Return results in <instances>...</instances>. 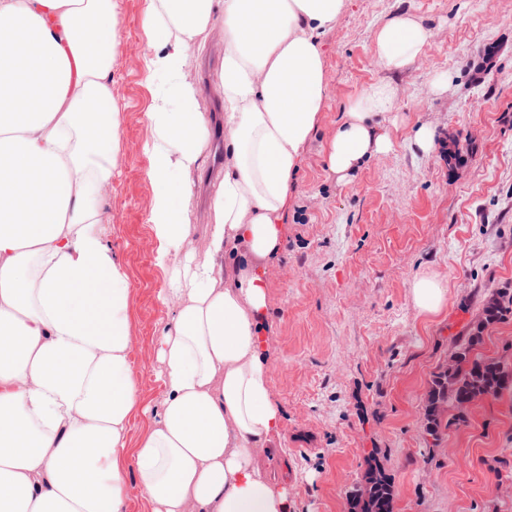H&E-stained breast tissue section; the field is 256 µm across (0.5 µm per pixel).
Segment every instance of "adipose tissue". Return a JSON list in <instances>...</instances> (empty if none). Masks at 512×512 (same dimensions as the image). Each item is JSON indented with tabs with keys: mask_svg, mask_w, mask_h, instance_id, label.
Wrapping results in <instances>:
<instances>
[{
	"mask_svg": "<svg viewBox=\"0 0 512 512\" xmlns=\"http://www.w3.org/2000/svg\"><path fill=\"white\" fill-rule=\"evenodd\" d=\"M344 0H149L167 41L147 68L166 89L146 114L154 193L148 222L176 305L157 340L159 406L133 383L130 283L100 230L101 188L119 147L114 0H0V512H128V469L151 512H288L257 463L282 415L263 329L265 263L301 150L326 99L321 36ZM224 15V179L209 202L204 259L186 251L191 174L210 137L183 79L187 40ZM429 29L393 17L376 36L401 72ZM395 87L364 90L327 147L345 179L391 150ZM249 266L224 282V258ZM148 421L129 443L132 421Z\"/></svg>",
	"mask_w": 512,
	"mask_h": 512,
	"instance_id": "adipose-tissue-1",
	"label": "adipose tissue"
}]
</instances>
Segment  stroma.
Segmentation results:
<instances>
[{"mask_svg": "<svg viewBox=\"0 0 512 512\" xmlns=\"http://www.w3.org/2000/svg\"><path fill=\"white\" fill-rule=\"evenodd\" d=\"M123 20L112 64L119 151L102 196L104 236L131 284L134 380L158 404L156 340L175 307L162 304L165 273L147 222L153 189L144 144L153 98L166 86L146 58L162 40L142 20L148 0H115ZM423 21L431 39L405 71L376 62L375 39L393 15ZM327 95L302 149L283 246L266 279V349L282 410L279 456L262 469L287 475L288 512H347L346 492L368 462L391 478L393 512H512V394L474 403L439 436L424 429L427 391L454 337L467 335L484 298L512 289V0H345L322 38ZM185 81L223 124L217 75L224 19L214 16L186 50ZM452 75L434 93V78ZM397 88L394 146L347 180L327 167L342 112L372 84ZM427 125L432 152L411 137ZM224 136L210 137L194 174L186 247L207 252L208 200L223 170ZM434 274L448 287L437 316L419 315L410 288Z\"/></svg>", "mask_w": 512, "mask_h": 512, "instance_id": "stroma-1", "label": "stroma"}]
</instances>
